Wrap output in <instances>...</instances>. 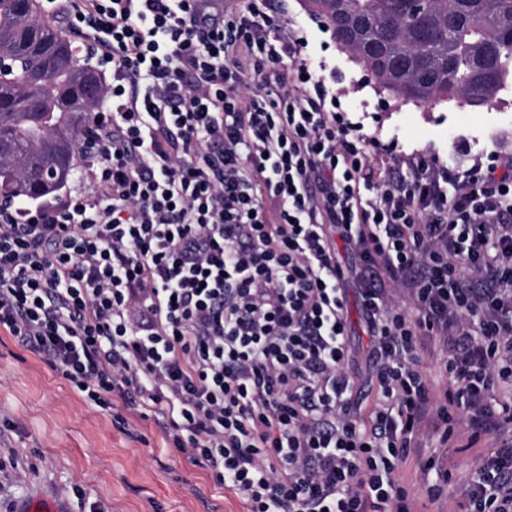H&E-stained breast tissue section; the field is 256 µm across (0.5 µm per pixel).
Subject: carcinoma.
<instances>
[{"instance_id": "obj_1", "label": "carcinoma", "mask_w": 512, "mask_h": 512, "mask_svg": "<svg viewBox=\"0 0 512 512\" xmlns=\"http://www.w3.org/2000/svg\"><path fill=\"white\" fill-rule=\"evenodd\" d=\"M351 37L343 48L378 88L408 101L484 106L512 83V0H307ZM0 195L32 201L73 177L72 148L87 136L102 93L38 0H0Z\"/></svg>"}]
</instances>
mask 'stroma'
Listing matches in <instances>:
<instances>
[{
    "label": "stroma",
    "mask_w": 512,
    "mask_h": 512,
    "mask_svg": "<svg viewBox=\"0 0 512 512\" xmlns=\"http://www.w3.org/2000/svg\"><path fill=\"white\" fill-rule=\"evenodd\" d=\"M285 22L304 27L310 68L336 73V92L351 119L362 120L366 132L381 143L397 141L407 154L423 152L454 164L470 156L498 152L512 161V121L502 109L459 105L429 106L405 102L379 92L373 80L337 44L328 24L306 0H275ZM463 134L466 149L453 153L450 138ZM351 347L358 365L356 382L365 384L370 348L356 288L348 290ZM105 411L86 402L41 356L0 332V466L16 467L17 476L0 481V512H16L32 497L64 503L67 512H247L239 492L216 483L207 467L193 463L173 448L152 415L125 407L113 398ZM486 438L472 448H440L437 438L401 463L407 487L424 494L437 483L424 474L429 457L448 459L450 476L435 500L425 497L424 512H458V503L474 473L494 451Z\"/></svg>",
    "instance_id": "stroma-1"
}]
</instances>
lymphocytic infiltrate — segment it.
Wrapping results in <instances>:
<instances>
[{"mask_svg": "<svg viewBox=\"0 0 512 512\" xmlns=\"http://www.w3.org/2000/svg\"><path fill=\"white\" fill-rule=\"evenodd\" d=\"M111 66L85 191L0 206V331L80 391L161 416L248 512H422L426 430L491 437L460 512H512V163L395 153L271 0H46ZM352 260L341 263L337 243ZM374 361L361 412L347 281ZM438 344L450 386L423 369Z\"/></svg>", "mask_w": 512, "mask_h": 512, "instance_id": "f902f5d3", "label": "lymphocytic infiltrate"}]
</instances>
